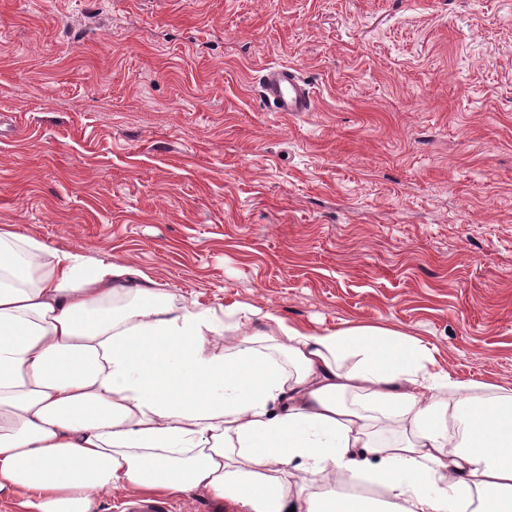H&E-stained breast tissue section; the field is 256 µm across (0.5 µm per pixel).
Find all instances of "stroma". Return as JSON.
<instances>
[{"label": "stroma", "instance_id": "obj_1", "mask_svg": "<svg viewBox=\"0 0 512 512\" xmlns=\"http://www.w3.org/2000/svg\"><path fill=\"white\" fill-rule=\"evenodd\" d=\"M4 224L512 388V0H0ZM260 97L270 112H310L315 99L309 81L293 67H270L260 80Z\"/></svg>", "mask_w": 512, "mask_h": 512}]
</instances>
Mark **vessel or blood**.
<instances>
[{
  "label": "vessel or blood",
  "instance_id": "1",
  "mask_svg": "<svg viewBox=\"0 0 512 512\" xmlns=\"http://www.w3.org/2000/svg\"><path fill=\"white\" fill-rule=\"evenodd\" d=\"M260 97L271 112H310L315 99L309 81L293 67H271L260 80Z\"/></svg>",
  "mask_w": 512,
  "mask_h": 512
}]
</instances>
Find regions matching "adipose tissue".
I'll return each instance as SVG.
<instances>
[{
	"label": "adipose tissue",
	"instance_id": "adipose-tissue-1",
	"mask_svg": "<svg viewBox=\"0 0 512 512\" xmlns=\"http://www.w3.org/2000/svg\"><path fill=\"white\" fill-rule=\"evenodd\" d=\"M140 267L0 230V491L115 490L240 512H512V389L387 327L315 332L179 302ZM378 500L349 492L355 478Z\"/></svg>",
	"mask_w": 512,
	"mask_h": 512
}]
</instances>
